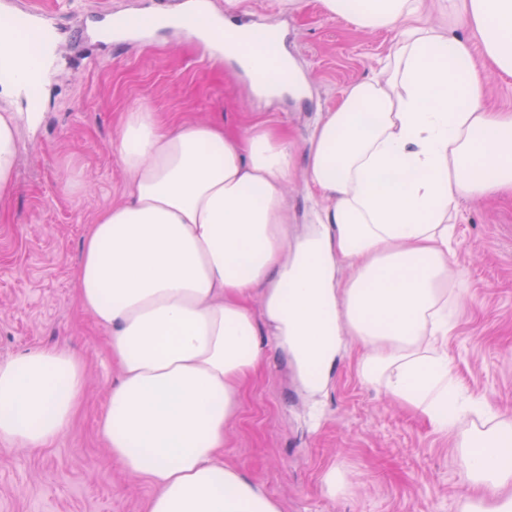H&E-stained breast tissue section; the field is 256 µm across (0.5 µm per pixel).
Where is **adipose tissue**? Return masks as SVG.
<instances>
[{"mask_svg": "<svg viewBox=\"0 0 512 512\" xmlns=\"http://www.w3.org/2000/svg\"><path fill=\"white\" fill-rule=\"evenodd\" d=\"M328 16L396 35L378 77L352 83L305 145L303 178L326 205L288 231L295 169L286 131L124 116V201L101 211L82 245L76 290L109 328L121 370L99 419L113 458L155 490L147 512H282L241 465L224 428L263 361V337L321 391L345 338L356 373L460 431L470 484L458 512H512V420L464 395L448 359L463 280L453 270L459 202L512 189V113L484 105L487 76L472 38L512 76V0H448V27L426 0H320ZM43 46L22 50L0 94L46 81ZM36 112L0 109V201L17 179L18 130ZM260 308H253V298ZM85 367L41 348L0 363V438L42 448L80 405ZM478 425L462 429L468 415Z\"/></svg>", "mask_w": 512, "mask_h": 512, "instance_id": "ef3b65f1", "label": "adipose tissue"}]
</instances>
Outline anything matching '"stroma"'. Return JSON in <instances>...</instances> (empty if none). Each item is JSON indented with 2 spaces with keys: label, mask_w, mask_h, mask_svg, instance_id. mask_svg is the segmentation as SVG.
<instances>
[{
  "label": "stroma",
  "mask_w": 512,
  "mask_h": 512,
  "mask_svg": "<svg viewBox=\"0 0 512 512\" xmlns=\"http://www.w3.org/2000/svg\"><path fill=\"white\" fill-rule=\"evenodd\" d=\"M183 0H0L33 7L50 26L54 57L38 107L25 94L1 97L21 126L17 187L0 204V362L43 347L66 348L86 364L85 398L72 426L44 448L0 439V512H145L152 487L122 470L97 437L107 393L118 380L110 332L84 310L75 270L98 212L120 202L128 176L117 152L123 112L137 105L162 121L214 122L242 131L256 119L285 126L303 150L321 113L353 82L379 76L394 39L326 15L319 0L275 5L244 0L233 23L283 28L299 90L253 93L233 60L215 63L198 40L167 27L122 46L104 32L102 11L140 15ZM453 260L465 278L448 338L454 378L467 393L512 417V193L461 202ZM347 343L326 389L311 394L287 353L267 342L260 373L226 426L224 456L279 499L283 512H456L473 496L453 434L355 372ZM340 471L343 492L324 478Z\"/></svg>",
  "instance_id": "obj_1"
}]
</instances>
